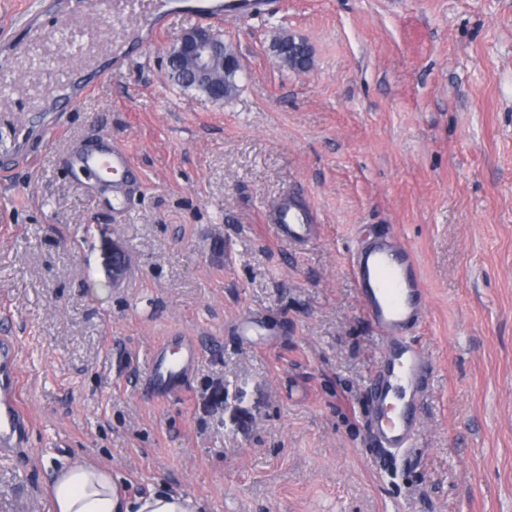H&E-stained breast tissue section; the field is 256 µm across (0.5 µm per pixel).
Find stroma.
I'll return each instance as SVG.
<instances>
[{"mask_svg":"<svg viewBox=\"0 0 512 512\" xmlns=\"http://www.w3.org/2000/svg\"><path fill=\"white\" fill-rule=\"evenodd\" d=\"M219 25L241 57L224 104L176 86L166 54L199 21L168 16L0 180V332L18 344L33 426L0 458V512H54L52 466H110L119 493L202 512H512V0H283ZM312 50L294 71L272 53ZM127 143L143 182L114 221L61 163L68 141ZM286 193L313 239L278 245ZM412 249L431 371L414 447L379 462L366 386L379 343L348 266L358 237ZM269 340L234 334L247 311ZM199 337L186 390L138 385L170 334Z\"/></svg>","mask_w":512,"mask_h":512,"instance_id":"1","label":"stroma"}]
</instances>
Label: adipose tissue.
<instances>
[{
    "mask_svg": "<svg viewBox=\"0 0 512 512\" xmlns=\"http://www.w3.org/2000/svg\"><path fill=\"white\" fill-rule=\"evenodd\" d=\"M54 512H198L175 494L153 493L132 503L121 500L105 466L80 460L54 471L50 487Z\"/></svg>",
    "mask_w": 512,
    "mask_h": 512,
    "instance_id": "1",
    "label": "adipose tissue"
}]
</instances>
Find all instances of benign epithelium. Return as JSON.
<instances>
[{"label": "benign epithelium", "mask_w": 512, "mask_h": 512, "mask_svg": "<svg viewBox=\"0 0 512 512\" xmlns=\"http://www.w3.org/2000/svg\"><path fill=\"white\" fill-rule=\"evenodd\" d=\"M167 60L170 64H181L186 82L203 87L205 96L214 102L224 97V70L241 69L238 57L224 54V41L203 28L182 33L169 50Z\"/></svg>", "instance_id": "7a95c632"}]
</instances>
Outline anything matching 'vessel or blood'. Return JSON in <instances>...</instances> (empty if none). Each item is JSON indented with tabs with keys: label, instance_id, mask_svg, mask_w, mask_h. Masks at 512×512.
<instances>
[{
	"label": "vessel or blood",
	"instance_id": "b4317fda",
	"mask_svg": "<svg viewBox=\"0 0 512 512\" xmlns=\"http://www.w3.org/2000/svg\"><path fill=\"white\" fill-rule=\"evenodd\" d=\"M269 0H196L194 16L223 23L230 16L248 17L268 11ZM170 0H41L20 19L15 31L0 36V98L15 114L73 112L96 86L122 63L131 47H149L160 21L170 15ZM118 20L111 39L76 54L71 70L37 99L16 91L14 60L27 57L51 36L68 38L78 22L100 25ZM62 163L73 179L92 177L88 193L112 190L113 217H121L135 194L136 162L128 144L100 136L95 147L74 146ZM272 226L280 244L302 245L315 228L311 206L295 195L284 196L271 210ZM349 266L365 316L381 348L367 385L369 412L366 430L376 447H409L419 425L429 371L422 349L412 338L424 322L427 296L411 248L389 232L374 235L351 254ZM202 354L196 337L165 338L153 350L143 392L150 399L167 398L184 390ZM18 350L10 337L0 336V456L18 454L31 419L19 400Z\"/></svg>",
	"mask_w": 512,
	"mask_h": 512
}]
</instances>
